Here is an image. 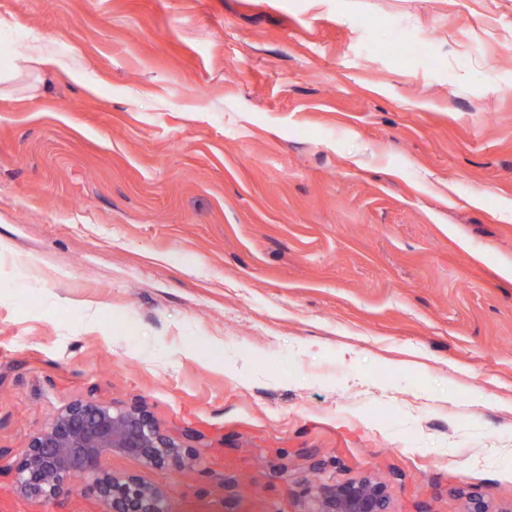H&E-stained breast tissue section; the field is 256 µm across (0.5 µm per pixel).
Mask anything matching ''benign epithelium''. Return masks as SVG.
<instances>
[{"label":"benign epithelium","instance_id":"obj_1","mask_svg":"<svg viewBox=\"0 0 512 512\" xmlns=\"http://www.w3.org/2000/svg\"><path fill=\"white\" fill-rule=\"evenodd\" d=\"M114 455L135 458L149 467L180 468L193 449L155 427L150 415L137 408L75 401L37 433L14 465L20 493L50 499L74 482L85 480L103 512H165L162 491L137 476H116L106 468ZM386 487L361 478L316 489L311 512H389ZM464 512H494L482 494L468 497Z\"/></svg>","mask_w":512,"mask_h":512}]
</instances>
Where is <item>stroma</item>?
Here are the masks:
<instances>
[{
    "label": "stroma",
    "instance_id": "obj_1",
    "mask_svg": "<svg viewBox=\"0 0 512 512\" xmlns=\"http://www.w3.org/2000/svg\"><path fill=\"white\" fill-rule=\"evenodd\" d=\"M0 512L74 400L166 512L512 507V0H0ZM389 504L386 487L380 481L361 478L319 485L311 512H389Z\"/></svg>",
    "mask_w": 512,
    "mask_h": 512
}]
</instances>
